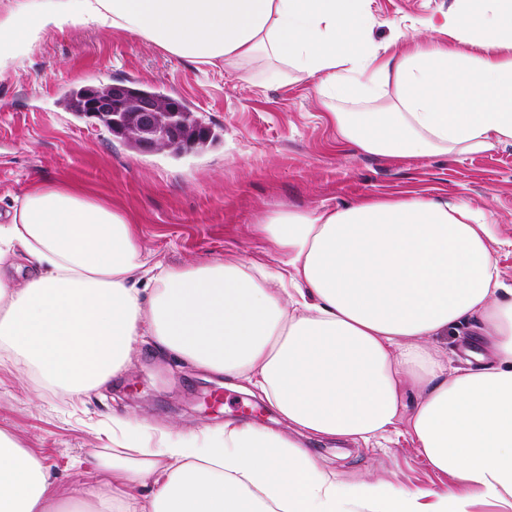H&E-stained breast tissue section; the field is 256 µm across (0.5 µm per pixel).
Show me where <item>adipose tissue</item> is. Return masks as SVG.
Here are the masks:
<instances>
[{"label": "adipose tissue", "instance_id": "1", "mask_svg": "<svg viewBox=\"0 0 512 512\" xmlns=\"http://www.w3.org/2000/svg\"><path fill=\"white\" fill-rule=\"evenodd\" d=\"M372 24L365 0H14L0 13V68L51 29L94 25L200 64L264 53L321 75L319 99L367 103L332 115L337 139L367 155L512 144V0H455L384 47ZM11 210L0 224L7 361L81 398L147 336L160 355L246 383L288 428L228 420L155 436L116 418L123 442L100 460L105 480L66 490L0 432V512H469L477 498L512 512V284L483 212L415 197L282 210L258 226L280 255L271 272L151 262L126 213L64 180L32 183ZM465 328L485 350L449 370L432 344ZM403 422L452 484L343 482L303 445L366 442Z\"/></svg>", "mask_w": 512, "mask_h": 512}]
</instances>
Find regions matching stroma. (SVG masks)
I'll return each mask as SVG.
<instances>
[{
    "mask_svg": "<svg viewBox=\"0 0 512 512\" xmlns=\"http://www.w3.org/2000/svg\"><path fill=\"white\" fill-rule=\"evenodd\" d=\"M454 0H367L370 38L386 45L394 27L448 11ZM270 61L232 68L173 56L120 30L66 27L48 33L0 69V214L34 181L67 179L94 191L136 222L153 261L185 266L243 259L277 265L275 245L257 230L282 209L340 207L365 197L408 193L462 198L496 226V258L512 282V145L453 160L361 153L337 141L327 104L316 102L318 77ZM122 82L156 88L187 102L215 136L181 156L140 152L69 111L65 95ZM132 366L106 387L73 402L34 373L0 365V431L37 456L66 486H93L95 457L111 452L112 420L121 417L190 433L236 419L274 426L259 397L157 356L140 340ZM306 448L346 480L361 476L399 488L446 483L420 454L406 425L369 442L309 439Z\"/></svg>",
    "mask_w": 512,
    "mask_h": 512,
    "instance_id": "1",
    "label": "stroma"
}]
</instances>
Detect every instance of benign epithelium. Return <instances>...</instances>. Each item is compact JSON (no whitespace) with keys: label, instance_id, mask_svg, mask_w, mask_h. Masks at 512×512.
<instances>
[{"label":"benign epithelium","instance_id":"obj_1","mask_svg":"<svg viewBox=\"0 0 512 512\" xmlns=\"http://www.w3.org/2000/svg\"><path fill=\"white\" fill-rule=\"evenodd\" d=\"M130 87L116 83L104 86L89 98L85 117L110 120L120 136L136 142L138 151H168L174 155L186 153L181 145L185 139L177 99L167 96L155 99L144 96L130 102ZM132 111H126V108Z\"/></svg>","mask_w":512,"mask_h":512}]
</instances>
